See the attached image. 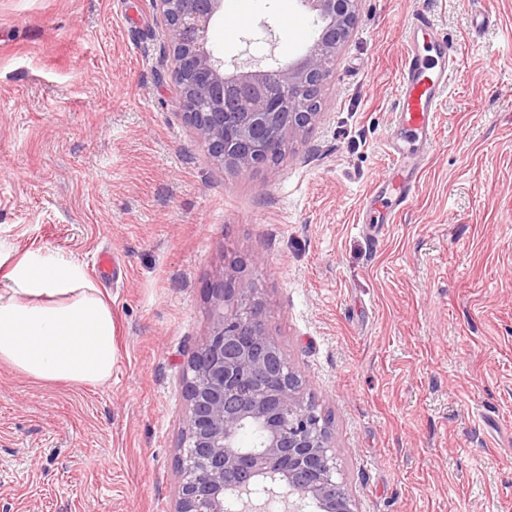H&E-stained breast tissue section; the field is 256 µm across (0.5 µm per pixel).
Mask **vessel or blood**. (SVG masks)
<instances>
[{
  "label": "vessel or blood",
  "mask_w": 512,
  "mask_h": 512,
  "mask_svg": "<svg viewBox=\"0 0 512 512\" xmlns=\"http://www.w3.org/2000/svg\"><path fill=\"white\" fill-rule=\"evenodd\" d=\"M412 39L402 60L397 78L393 112L397 128L414 134L419 146L433 143L435 114L442 95L458 76L456 52L446 38L434 44L418 45L420 35L432 32L428 15L419 13L409 22ZM396 165V178L389 184L373 186L369 201L388 199L391 214L406 210L416 190L417 176L407 164L408 152L398 136L389 140Z\"/></svg>",
  "instance_id": "vessel-or-blood-1"
}]
</instances>
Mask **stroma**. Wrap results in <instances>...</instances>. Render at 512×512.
I'll return each instance as SVG.
<instances>
[{
  "label": "stroma",
  "instance_id": "stroma-1",
  "mask_svg": "<svg viewBox=\"0 0 512 512\" xmlns=\"http://www.w3.org/2000/svg\"><path fill=\"white\" fill-rule=\"evenodd\" d=\"M254 8L212 26L225 62L311 45L313 25L282 28L296 0ZM418 12L460 73L413 204L367 224ZM172 55L154 0H0V250L76 257L115 332L103 387L0 364V512H175L206 287L236 256L358 512H512V0H360L320 120L246 174L185 119Z\"/></svg>",
  "mask_w": 512,
  "mask_h": 512
}]
</instances>
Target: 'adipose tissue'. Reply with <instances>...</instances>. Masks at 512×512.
Returning <instances> with one entry per match:
<instances>
[{
  "label": "adipose tissue",
  "instance_id": "adipose-tissue-1",
  "mask_svg": "<svg viewBox=\"0 0 512 512\" xmlns=\"http://www.w3.org/2000/svg\"><path fill=\"white\" fill-rule=\"evenodd\" d=\"M0 364L29 378L74 386L112 379V307L71 256L0 252Z\"/></svg>",
  "mask_w": 512,
  "mask_h": 512
}]
</instances>
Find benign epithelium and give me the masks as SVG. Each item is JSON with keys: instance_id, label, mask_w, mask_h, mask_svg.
I'll use <instances>...</instances> for the list:
<instances>
[{"instance_id": "obj_1", "label": "benign epithelium", "mask_w": 512, "mask_h": 512, "mask_svg": "<svg viewBox=\"0 0 512 512\" xmlns=\"http://www.w3.org/2000/svg\"><path fill=\"white\" fill-rule=\"evenodd\" d=\"M173 48L183 114L217 163L240 172L268 165L277 145L320 117L319 96L337 50L348 39L360 0H298L313 18L316 38L286 66L228 65L209 44L224 0H155ZM212 326L193 353L186 392L187 429L178 469L175 512H224L244 499L269 512L273 479L294 498L292 512H355L337 478L330 433L302 381L266 332L253 282L234 266L211 284ZM245 430L259 446H240Z\"/></svg>"}]
</instances>
